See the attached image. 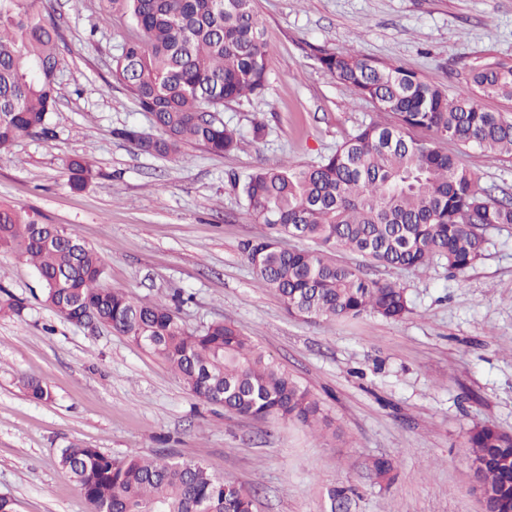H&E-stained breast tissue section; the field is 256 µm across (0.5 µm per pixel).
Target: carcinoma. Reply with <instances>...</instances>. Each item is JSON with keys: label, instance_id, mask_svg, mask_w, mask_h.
I'll return each instance as SVG.
<instances>
[{"label": "carcinoma", "instance_id": "carcinoma-1", "mask_svg": "<svg viewBox=\"0 0 512 512\" xmlns=\"http://www.w3.org/2000/svg\"><path fill=\"white\" fill-rule=\"evenodd\" d=\"M42 0H0V153L26 135H48L57 104L59 34ZM126 17L136 35L112 60V79L151 115L154 137L134 127L115 135L141 152L177 156L188 145L213 154L240 149L242 139L216 113L224 105L264 94L269 49L255 0H102V19ZM321 67L359 100L389 112L394 123L371 122L319 163L259 168L238 183L245 207L265 232L242 244L259 287L278 296L291 316L343 320L376 314L398 320L411 313L406 288L338 262L348 251L384 267L418 271L433 259L455 277L482 258L488 228L512 224V198L476 188L473 174L438 141L475 145L491 158L512 156V116L489 112L478 98L512 101V66L485 62L470 87L452 99L402 65L347 52L324 53ZM424 130L431 140L411 136ZM72 185L91 176L88 161L68 162ZM296 239L306 247H287ZM0 250L29 260L55 314L87 328L106 327L158 355L200 401L265 420L307 427L331 421L297 380L258 351L240 328L215 321L190 330L171 308L105 288L104 265L79 235L58 224H37L0 203ZM29 397L50 390L24 382ZM466 451L487 488L484 512H512V434L480 425ZM94 512H254L242 487L197 460L113 458L72 444L60 451ZM394 463L371 462L380 481ZM353 490H329L331 512H350Z\"/></svg>", "mask_w": 512, "mask_h": 512}]
</instances>
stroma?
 I'll use <instances>...</instances> for the list:
<instances>
[{"mask_svg": "<svg viewBox=\"0 0 512 512\" xmlns=\"http://www.w3.org/2000/svg\"><path fill=\"white\" fill-rule=\"evenodd\" d=\"M271 53L262 97L225 105L243 137L263 143L216 155L145 154L115 137L150 114L113 84L112 58L131 30L101 20V0H44L62 54L53 133L30 135L0 155V202L76 232L101 255L106 286L177 307L189 328L234 323L254 346L318 399L332 421L314 432L294 422L239 416L200 403L161 358L110 329L87 331L45 302L36 269L0 252V496L17 512H89L57 463L79 443L122 458L199 459L256 495V512H330L329 489L355 492L353 512H483L465 440L478 425L512 433V225L487 229L483 257L465 277L443 261L425 273L374 268L404 285L401 320L290 316L259 288L242 243L261 225L235 179L284 161L312 165L371 122L391 114L355 99L324 71L319 52L397 63L449 96L487 61L512 65V0H256ZM479 189L512 193V157L443 143ZM94 162L73 190L67 161ZM22 306L21 313L7 309ZM46 385L32 401L22 382ZM396 466L378 482L372 458Z\"/></svg>", "mask_w": 512, "mask_h": 512, "instance_id": "1", "label": "stroma"}]
</instances>
